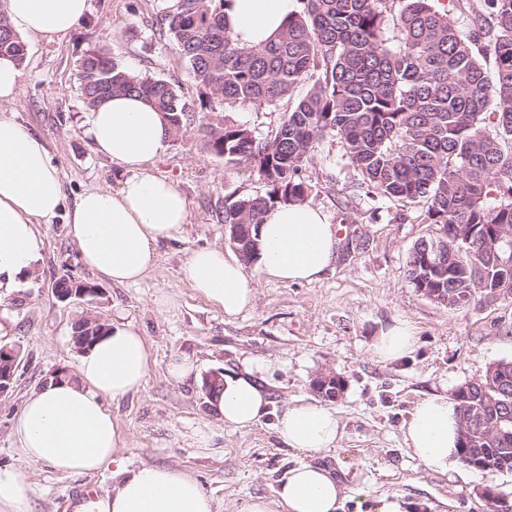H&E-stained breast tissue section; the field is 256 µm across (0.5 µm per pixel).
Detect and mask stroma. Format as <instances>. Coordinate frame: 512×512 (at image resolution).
<instances>
[{
	"mask_svg": "<svg viewBox=\"0 0 512 512\" xmlns=\"http://www.w3.org/2000/svg\"><path fill=\"white\" fill-rule=\"evenodd\" d=\"M89 10L62 38L27 44L22 85L0 111L12 115L45 143L62 177L63 208L41 225V260L21 287L0 297V346L21 351L13 389L0 397V468L25 467L35 485L30 512H67L70 497L112 488V475H63L25 463L14 432L27 396L56 373L75 377L80 354L71 344L75 323L85 314L111 323L118 316L145 336L151 369L135 396L110 403L126 442L131 467L164 464L194 475L216 503L217 512H236L254 496L272 497L289 469L312 460L347 486L344 512H383L396 502L404 512H490L486 489L512 496V471L493 476L467 468L445 476L412 458L402 424L425 396L451 394L480 377L490 364L512 361V297H489L464 309L432 302L410 283L407 261L414 244L435 233L420 203L374 195L350 163L343 142H320L304 171L310 200L337 225L341 242L333 267L318 281L282 283L250 263L246 274L253 306L229 320L223 310L191 288L185 264L192 251L215 246L234 252L223 223L225 201L263 193L243 166L225 165L206 149L204 127L244 123L259 134L274 132L307 90L294 88L277 105L254 110L238 105L218 112L200 109L201 90L185 59L165 34L163 0H88ZM104 49L123 68L172 84L189 105L187 131L170 139L151 166L184 194L189 222L175 239L161 242L155 268L140 283L117 286L99 280L80 260L67 234L75 199L91 188L118 189L121 175L111 160L94 152L80 125L88 105L81 93V64ZM98 288L95 299L59 301L60 280ZM411 322V352L380 362L372 346L398 321ZM196 359V378L176 384L166 375L172 353ZM258 364V378L273 402L270 414L248 431H232L209 412L206 376ZM346 382L330 407L341 436L328 453L287 448L276 431L284 404L313 399L310 384L321 372ZM206 431L212 449L196 446Z\"/></svg>",
	"mask_w": 512,
	"mask_h": 512,
	"instance_id": "1",
	"label": "stroma"
}]
</instances>
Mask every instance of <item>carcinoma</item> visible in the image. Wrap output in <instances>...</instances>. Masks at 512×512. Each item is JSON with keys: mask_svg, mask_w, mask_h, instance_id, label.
<instances>
[{"mask_svg": "<svg viewBox=\"0 0 512 512\" xmlns=\"http://www.w3.org/2000/svg\"><path fill=\"white\" fill-rule=\"evenodd\" d=\"M228 2L170 0L165 7L173 47L205 90L201 109H262L301 83L309 89L270 136L241 123L204 131L212 153L251 168L264 186L224 203V223L260 225L275 206L308 200L303 171L317 145L337 137L372 193L422 203L437 225L410 253L417 291L456 309L479 293H512V236L491 247L482 234L512 229V0H482L466 32L438 0H399L395 13L388 0H299L280 32L257 47L239 45L225 26ZM26 54L0 14V55L21 63ZM81 93L90 106L135 93L162 114L170 136L185 129L186 105L170 83L127 71L99 50L82 62ZM470 225L480 239L464 237ZM434 239L444 250L429 264ZM453 400L466 425L462 462L481 464L488 475L511 472L512 361L488 367Z\"/></svg>", "mask_w": 512, "mask_h": 512, "instance_id": "cac0c4a2", "label": "carcinoma"}]
</instances>
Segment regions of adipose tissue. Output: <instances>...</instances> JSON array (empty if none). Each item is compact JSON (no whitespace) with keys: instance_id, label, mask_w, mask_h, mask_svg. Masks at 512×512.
<instances>
[{"instance_id":"obj_1","label":"adipose tissue","mask_w":512,"mask_h":512,"mask_svg":"<svg viewBox=\"0 0 512 512\" xmlns=\"http://www.w3.org/2000/svg\"><path fill=\"white\" fill-rule=\"evenodd\" d=\"M297 0H231L226 23L239 45L272 38ZM12 30L22 38L54 40L82 20L87 0H0ZM97 153L126 172L117 191L92 189L73 204L69 234L83 263L115 285H132L155 266L157 244L175 238L188 222L183 195L149 170L168 145L159 112L135 95H115L90 108L81 122ZM62 178L44 142L0 113V288L14 287L40 258L39 225L63 204ZM258 262L271 280H319L336 258L337 230L326 213L305 201L271 209L258 229ZM190 286L233 318L251 306L254 293L240 259L205 247L187 259ZM150 370L148 345L139 330L113 322L106 336L84 353L73 379L53 380L31 393L16 421L22 457L69 474L111 471L112 490L78 498L71 512H215L214 501L189 473L166 465L128 468L118 422L105 405L136 395ZM225 427L248 430L267 414L269 395L251 366L225 375L209 396ZM412 454L429 470L462 469L455 403L444 394L418 401L402 425ZM278 434L288 447L313 460L289 470L273 498L247 499L238 512H342L345 486L315 456L334 448L340 434L335 413L318 401L285 405ZM34 485L27 471L0 469V512H29Z\"/></svg>"}]
</instances>
